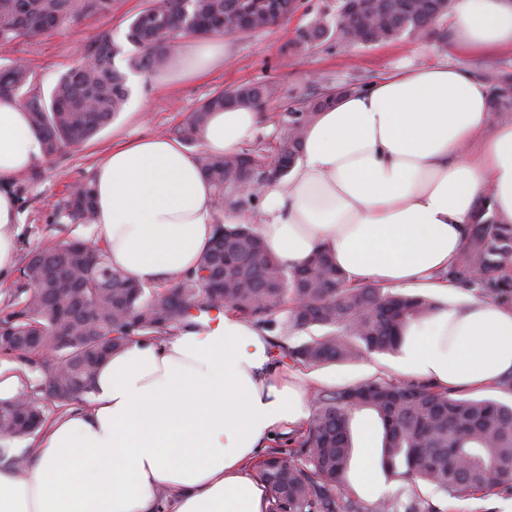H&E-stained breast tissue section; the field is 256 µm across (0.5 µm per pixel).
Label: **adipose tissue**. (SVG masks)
<instances>
[{
	"label": "adipose tissue",
	"instance_id": "adipose-tissue-1",
	"mask_svg": "<svg viewBox=\"0 0 512 512\" xmlns=\"http://www.w3.org/2000/svg\"><path fill=\"white\" fill-rule=\"evenodd\" d=\"M452 19L460 53H512V0H454ZM225 52L195 40L173 57L172 76L203 77ZM260 120L254 108L218 109L199 139L236 153ZM42 152L18 99L0 97V282L17 266L11 183ZM94 186L97 242L147 285L193 270L217 219L243 220L217 212L196 154L173 139L113 147ZM484 194L512 222V121L491 125L490 90L463 66L404 67L320 110L291 173L261 187L257 231L289 267L323 248L352 281L445 293L441 274ZM404 336V371L441 387L481 390L512 376V305L441 308ZM314 389L231 313L202 332L131 343L101 365L89 407L45 427L25 469L0 465V512H269L254 457L306 421ZM353 427L357 483L375 498L385 490L371 466L382 428L367 410Z\"/></svg>",
	"mask_w": 512,
	"mask_h": 512
}]
</instances>
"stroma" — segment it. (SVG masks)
I'll use <instances>...</instances> for the list:
<instances>
[{"label": "stroma", "instance_id": "35a3bbf8", "mask_svg": "<svg viewBox=\"0 0 512 512\" xmlns=\"http://www.w3.org/2000/svg\"><path fill=\"white\" fill-rule=\"evenodd\" d=\"M146 0H114L109 15L78 20L57 31L15 41L5 56L29 67L43 90H50L57 78L83 62L85 49L101 32L111 33L116 43H124L128 23ZM337 0H303L299 11L285 22L270 28L226 36L229 52L224 60L202 78L178 83L166 74L142 76L132 86V97L141 99V108L125 106L94 139L80 148L53 157H41L18 175L11 191L17 202L19 221L15 226L19 257L52 242L71 239L94 241L91 224H65L57 208L70 185L93 175L97 164L112 147L149 137H171L189 113L212 94L246 83L268 86L272 95L266 102L264 120L250 141L251 147L271 149L286 128L280 113L303 104L324 89L349 84L368 86L397 65L456 64L453 32L448 21H439L423 37L402 35L390 42L347 45L325 39L309 48L298 44L299 32L320 17L335 18ZM400 353L376 354L360 363L327 364L304 370V377L318 387H338L382 375L404 380L399 369ZM387 493L409 502L413 496L447 506L448 512H500L501 502L512 492L498 491L483 498L464 496L446 499L427 485L411 486L397 478L386 479Z\"/></svg>", "mask_w": 512, "mask_h": 512}]
</instances>
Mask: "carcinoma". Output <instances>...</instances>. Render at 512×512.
<instances>
[{
    "mask_svg": "<svg viewBox=\"0 0 512 512\" xmlns=\"http://www.w3.org/2000/svg\"><path fill=\"white\" fill-rule=\"evenodd\" d=\"M113 0H0V52L16 40L53 32L84 16L112 13ZM236 0H148L130 21L126 53L108 34L86 49L93 60L61 74L44 94L30 70L0 64V96H14L42 135L44 155L79 147L122 111L130 87L126 70L153 73L163 68L187 35L240 33ZM289 0H263L251 28L270 27L288 17ZM378 25L350 18L341 29L318 20L300 34L315 45L336 40L374 44L431 28L448 14L453 0H370ZM124 57L126 68L116 65ZM485 79L494 112L512 111V73L491 69ZM270 89L242 84L208 97L174 134L198 142L207 115L226 104L263 108ZM326 89L307 105L281 115L287 128L272 155L245 150L231 155L197 153L201 171L214 190L219 218L212 241L194 270L180 280L146 288L112 268L98 243L72 240L39 248L26 257L11 299L0 310V336L37 337L36 344H6L0 359L35 363L44 380L35 392L20 389L0 399V440L26 439L44 425L48 400L60 409L88 402L100 363L112 352L141 339L202 330L204 317L232 312L269 328L284 314L288 329L322 332L299 344L271 342L277 361L315 368L328 363L362 362L393 353L404 329L431 316L438 303L427 295L375 284H350L324 251L313 252L295 268L284 267L252 224L224 223V210L253 205L246 185L259 187L285 177L301 154L307 126L332 100ZM490 196L478 199L476 220L444 277L460 288H476L495 302L512 300V223L489 211ZM60 213L73 224L94 222L93 179L72 185ZM312 415L288 436V447L273 448L258 465L267 485L269 512H447L427 500L383 497L365 505L351 496L354 454L351 423L355 411L373 410L383 426L384 471L424 482L445 497L487 496L512 489V405L492 398L458 395L428 380L393 382L381 377L353 385L318 388Z\"/></svg>",
    "mask_w": 512,
    "mask_h": 512,
    "instance_id": "cac0c4a2",
    "label": "carcinoma"
}]
</instances>
